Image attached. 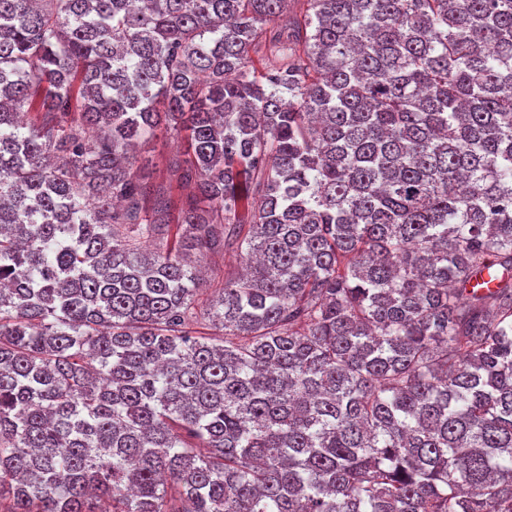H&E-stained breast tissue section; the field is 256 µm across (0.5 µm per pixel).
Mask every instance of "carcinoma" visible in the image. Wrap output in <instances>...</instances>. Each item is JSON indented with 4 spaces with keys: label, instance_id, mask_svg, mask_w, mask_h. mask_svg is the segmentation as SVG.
Returning a JSON list of instances; mask_svg holds the SVG:
<instances>
[{
    "label": "carcinoma",
    "instance_id": "cac0c4a2",
    "mask_svg": "<svg viewBox=\"0 0 512 512\" xmlns=\"http://www.w3.org/2000/svg\"><path fill=\"white\" fill-rule=\"evenodd\" d=\"M288 2L0 0L4 512H512V0ZM182 143L176 138L158 132L152 140L137 144L132 162L134 169L145 174L149 181L163 186L171 199L172 205H179L194 192L192 186L181 184L177 180L173 163L182 158ZM242 259L236 249H226L208 254L203 261L205 286L200 296L199 307L202 308L224 288V276L237 273L242 268Z\"/></svg>",
    "mask_w": 512,
    "mask_h": 512
}]
</instances>
